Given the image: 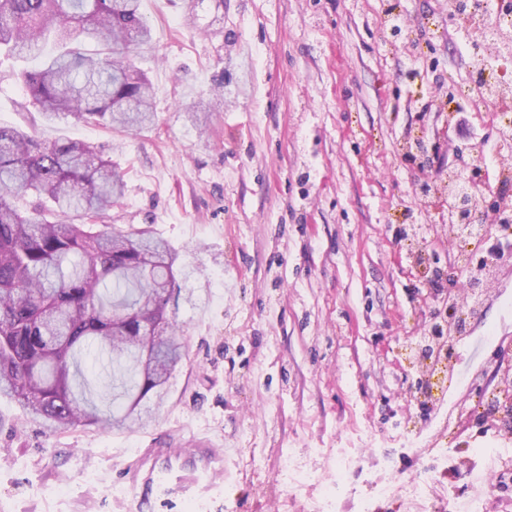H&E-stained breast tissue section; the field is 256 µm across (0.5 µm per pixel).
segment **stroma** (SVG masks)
Listing matches in <instances>:
<instances>
[{
  "label": "stroma",
  "mask_w": 512,
  "mask_h": 512,
  "mask_svg": "<svg viewBox=\"0 0 512 512\" xmlns=\"http://www.w3.org/2000/svg\"><path fill=\"white\" fill-rule=\"evenodd\" d=\"M141 11L153 40L135 63L154 88L153 126L45 119L17 78L25 62L6 55L0 125L85 142L123 173L106 221L178 251L185 275L168 314L189 356L153 421L130 431L49 435L0 396V512H134L121 469L155 436L222 445V512H312L313 490L270 485L292 450L328 473L337 449L370 435L414 472L424 451L401 447L393 423L429 435L465 400L439 384L420 417L414 377L394 366L435 307L417 291L416 267L435 258L423 242L448 236L449 167L494 177L512 158L492 104L457 98L490 49L459 31L448 0H202L193 23L185 0H141ZM394 11L406 38L390 34ZM433 137L440 154L419 170L416 141ZM487 324L512 337V307L486 300L456 375L496 360L480 340ZM502 436L488 420L445 446L512 454ZM485 479L478 467L457 481L458 502L483 495L489 512H512V490Z\"/></svg>",
  "instance_id": "35a3bbf8"
}]
</instances>
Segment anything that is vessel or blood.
<instances>
[{
  "mask_svg": "<svg viewBox=\"0 0 512 512\" xmlns=\"http://www.w3.org/2000/svg\"><path fill=\"white\" fill-rule=\"evenodd\" d=\"M223 474V448L202 437L186 450L159 441L138 449L124 469L123 479L147 512H183L190 503L207 512Z\"/></svg>",
  "mask_w": 512,
  "mask_h": 512,
  "instance_id": "1",
  "label": "vessel or blood"
}]
</instances>
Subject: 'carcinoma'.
Masks as SVG:
<instances>
[{
  "mask_svg": "<svg viewBox=\"0 0 512 512\" xmlns=\"http://www.w3.org/2000/svg\"><path fill=\"white\" fill-rule=\"evenodd\" d=\"M80 35L101 48H71ZM50 41L57 53L23 73L40 111L126 131L153 123L152 86L130 57L152 41L140 0H0V52L37 60ZM123 191L90 146L0 127V396L49 433L144 425L187 355L167 312L179 254L101 224ZM30 194L40 203L21 208ZM91 348L112 364L104 409L74 391L77 354Z\"/></svg>",
  "mask_w": 512,
  "mask_h": 512,
  "instance_id": "carcinoma-1",
  "label": "carcinoma"
}]
</instances>
